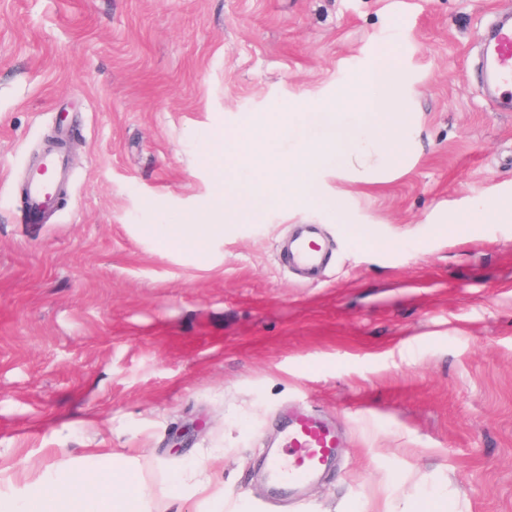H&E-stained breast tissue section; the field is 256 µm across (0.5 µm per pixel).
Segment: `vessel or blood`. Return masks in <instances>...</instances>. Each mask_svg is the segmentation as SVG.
Segmentation results:
<instances>
[{"mask_svg": "<svg viewBox=\"0 0 512 512\" xmlns=\"http://www.w3.org/2000/svg\"><path fill=\"white\" fill-rule=\"evenodd\" d=\"M484 81L494 91L498 103L512 108V24L499 23L482 42ZM49 180L31 181L26 192L31 222H42L55 203L54 182L66 181V154L53 151L43 160ZM328 245L320 225L303 224L286 248L289 267L313 282L322 278ZM281 454L268 464L270 482L278 487L297 488L312 482L339 446L336 430L310 413L296 415L283 429Z\"/></svg>", "mask_w": 512, "mask_h": 512, "instance_id": "b4317fda", "label": "vessel or blood"}]
</instances>
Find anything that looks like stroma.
Wrapping results in <instances>:
<instances>
[{
	"instance_id": "35a3bbf8",
	"label": "stroma",
	"mask_w": 512,
	"mask_h": 512,
	"mask_svg": "<svg viewBox=\"0 0 512 512\" xmlns=\"http://www.w3.org/2000/svg\"><path fill=\"white\" fill-rule=\"evenodd\" d=\"M501 14L512 0H0V499L101 449L139 458L152 512H512V112L478 68ZM384 55L406 158L367 181L335 160L323 196L201 254L146 233L206 212L215 128L303 110L274 143L318 146ZM59 128L64 203L31 224L21 186ZM478 198L496 217L461 222ZM295 224L334 240L321 282L279 261ZM300 408L343 439L295 495L265 457Z\"/></svg>"
}]
</instances>
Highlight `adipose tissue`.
I'll return each mask as SVG.
<instances>
[{"mask_svg": "<svg viewBox=\"0 0 512 512\" xmlns=\"http://www.w3.org/2000/svg\"><path fill=\"white\" fill-rule=\"evenodd\" d=\"M91 470H75L62 464L64 489H50L41 497L27 500L14 512H57L60 499H67L72 512H151L139 479L138 461L106 453Z\"/></svg>", "mask_w": 512, "mask_h": 512, "instance_id": "1", "label": "adipose tissue"}]
</instances>
